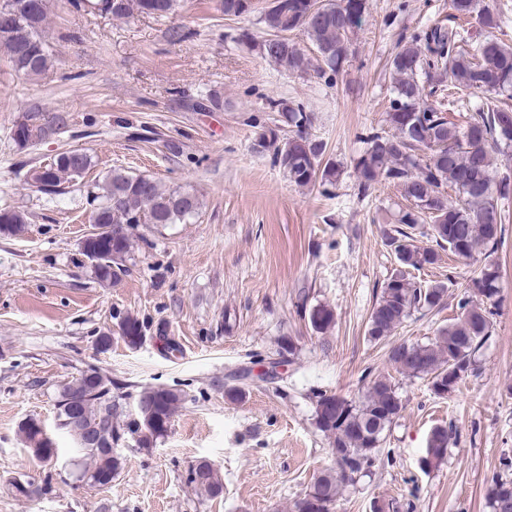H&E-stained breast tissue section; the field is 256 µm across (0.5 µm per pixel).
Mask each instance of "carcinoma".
<instances>
[{"label": "carcinoma", "mask_w": 512, "mask_h": 512, "mask_svg": "<svg viewBox=\"0 0 512 512\" xmlns=\"http://www.w3.org/2000/svg\"><path fill=\"white\" fill-rule=\"evenodd\" d=\"M77 8L96 7L104 14L125 19L134 15L165 16L173 13L177 0H71ZM245 0H222L227 17L254 12L242 7ZM12 10V27L0 28V51L20 76L31 78L48 67L51 55L41 33L48 18V0H0V8ZM454 18H475L486 29L500 28V15L488 0H451ZM369 0H269L260 12L265 32L254 44L261 57L290 72L315 71L320 76L336 75L353 52V38L361 29ZM300 30L311 47L305 50L281 34ZM468 30L460 24L435 23L410 35H401L389 62L393 98L386 112L392 134L369 129L362 134L365 144L355 169L359 194H368L380 180L401 188L409 205L399 212L397 226L384 231L399 269L384 282L369 317V340L388 339L419 309L439 306L447 296L448 284L437 282L426 288L411 279L410 270L431 267L441 260L440 251L459 260H469L482 248L488 261L474 273L458 300L455 322L442 327L428 344L400 343L388 351V360L405 377H427L433 395L445 398L455 392L482 343L491 332L488 305L499 294L498 268L489 260L501 242L506 216L498 198L512 193V178L495 179L493 153L512 147V46L495 36L468 44ZM484 95L466 120L457 123L448 110L464 103L467 96ZM434 98L429 103L426 96ZM276 113L272 124L262 125L256 145L272 151L277 163L298 187L334 185L339 172L323 162L325 146L309 133L310 113L288 99L272 100ZM51 127L38 112H27L12 129L20 145L40 140ZM91 167L84 151L66 150L45 168H36L32 180L47 195L63 193L66 182L83 178ZM459 195L448 199L446 188ZM101 203L91 216L99 231L92 244H82L91 257L99 281L114 283L127 272L125 262L132 248L130 229L137 224H180L194 217L198 198L177 189H166L147 175L112 170L97 184ZM429 220L430 236L436 247L414 244L412 230ZM24 214L0 209V234L18 236L25 230ZM312 329L327 332L335 322L326 305L312 307L308 314ZM120 337L131 346L145 336L144 324L127 315L118 324ZM112 379L94 369L84 372L74 384L64 386L57 397V418H71L81 434L77 443L89 460L83 477L99 486L104 478L118 474L121 462L112 453V440L119 430L112 426ZM183 395L164 387H151L139 394L136 418L126 428L139 434L148 447L164 437L179 412ZM404 404L393 378L378 375L369 380L357 399L336 395L318 396L317 428L330 439L335 467L322 473L294 512H332L347 486H352L374 464L385 431L401 416ZM32 454L43 462L55 457L53 438L40 422L30 418L20 425ZM452 429L435 428L428 439L423 467L438 465L447 453ZM190 483L217 497L222 493L212 466L199 464ZM491 512H512V480L498 479L490 495Z\"/></svg>", "instance_id": "1"}]
</instances>
